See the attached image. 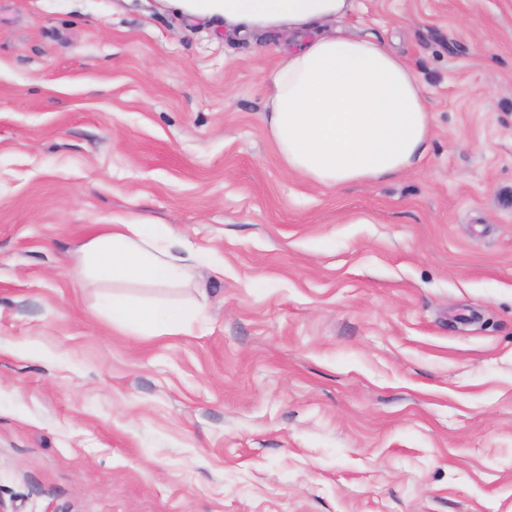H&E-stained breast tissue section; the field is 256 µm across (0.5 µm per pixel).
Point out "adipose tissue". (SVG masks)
<instances>
[{"label": "adipose tissue", "mask_w": 512, "mask_h": 512, "mask_svg": "<svg viewBox=\"0 0 512 512\" xmlns=\"http://www.w3.org/2000/svg\"><path fill=\"white\" fill-rule=\"evenodd\" d=\"M244 34L294 37L293 49L264 74V121L289 170L333 188L414 172L429 137L421 81L385 44L324 25L353 16L360 0H191ZM198 252L164 224L127 217L102 225L74 252L82 281L104 288L113 326L149 336L196 321L202 303L127 296L130 288H185Z\"/></svg>", "instance_id": "adipose-tissue-1"}]
</instances>
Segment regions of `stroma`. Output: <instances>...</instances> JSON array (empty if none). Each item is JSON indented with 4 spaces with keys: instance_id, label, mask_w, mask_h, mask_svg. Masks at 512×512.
<instances>
[{
    "instance_id": "35a3bbf8",
    "label": "stroma",
    "mask_w": 512,
    "mask_h": 512,
    "mask_svg": "<svg viewBox=\"0 0 512 512\" xmlns=\"http://www.w3.org/2000/svg\"><path fill=\"white\" fill-rule=\"evenodd\" d=\"M416 172L325 189L267 132L287 40L183 0H0L5 512H512V0H362ZM129 213L218 266L162 336L72 258ZM104 305L111 311L112 325L149 336L173 333L196 321L204 305L120 295H104Z\"/></svg>"
}]
</instances>
